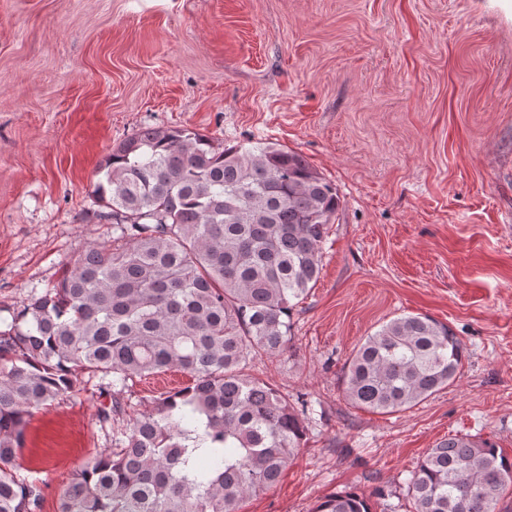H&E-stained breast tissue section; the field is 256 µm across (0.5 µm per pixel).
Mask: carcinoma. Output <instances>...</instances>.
<instances>
[{"instance_id":"cac0c4a2","label":"carcinoma","mask_w":512,"mask_h":512,"mask_svg":"<svg viewBox=\"0 0 512 512\" xmlns=\"http://www.w3.org/2000/svg\"><path fill=\"white\" fill-rule=\"evenodd\" d=\"M91 195L117 245L93 243L0 329V512H41L46 483L17 460L34 410L101 379L122 413L129 382L180 369L192 383L112 434L78 465L56 512H238L271 489L301 448L308 403L295 406L246 374L288 346L293 308L315 286L340 206L336 187L300 153L226 147L188 127L140 128L99 162ZM459 338L428 315L368 336L344 368L358 408L408 410L454 383ZM512 461L453 435L411 472V512H496ZM312 512H373L353 491Z\"/></svg>"}]
</instances>
